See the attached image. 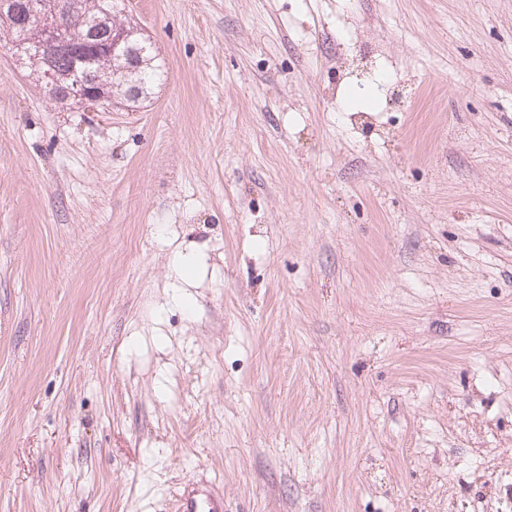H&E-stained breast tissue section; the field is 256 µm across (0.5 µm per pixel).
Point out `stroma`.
Here are the masks:
<instances>
[{
    "mask_svg": "<svg viewBox=\"0 0 512 512\" xmlns=\"http://www.w3.org/2000/svg\"><path fill=\"white\" fill-rule=\"evenodd\" d=\"M131 18L108 112L0 50V512H512V0ZM177 512H224V497L197 482L188 483Z\"/></svg>",
    "mask_w": 512,
    "mask_h": 512,
    "instance_id": "obj_1",
    "label": "stroma"
}]
</instances>
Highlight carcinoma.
Listing matches in <instances>:
<instances>
[{
	"instance_id": "carcinoma-1",
	"label": "carcinoma",
	"mask_w": 512,
	"mask_h": 512,
	"mask_svg": "<svg viewBox=\"0 0 512 512\" xmlns=\"http://www.w3.org/2000/svg\"><path fill=\"white\" fill-rule=\"evenodd\" d=\"M29 2L30 0H12L11 3L0 8V27L3 28V33L0 34V46H6L10 51L25 55L37 81L44 84L51 99L56 102L79 103L78 98L73 94L75 53L92 41L99 44L110 41L114 28L127 30L130 43L140 45V48L144 49L143 57L150 58L152 44L145 42L138 26L118 11L112 12L107 17L105 23L96 30L95 37H90L92 24L95 20L104 17V0H74V6L67 11L63 20L67 32L66 41L51 47L48 51L40 50L38 49V28L42 19L35 17L27 25L20 21V14L26 11ZM46 54L50 56L52 65L59 75L57 83L49 84L44 78V55ZM116 67L117 63L111 54L102 51L97 54L91 53L80 75L92 83L101 94L120 96L122 90L119 88L120 81L119 75L116 74ZM131 79L150 90L159 80V74L152 66L146 64L131 74Z\"/></svg>"
}]
</instances>
